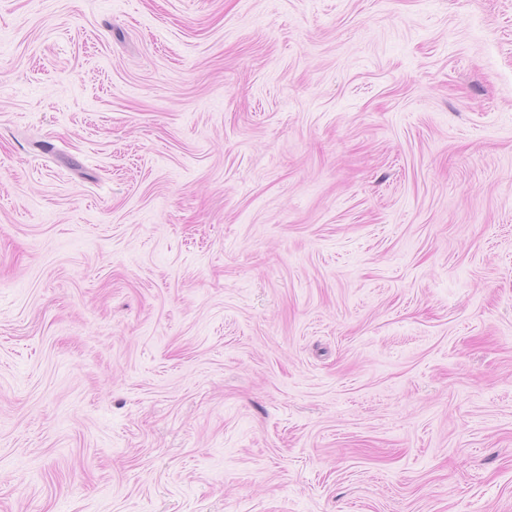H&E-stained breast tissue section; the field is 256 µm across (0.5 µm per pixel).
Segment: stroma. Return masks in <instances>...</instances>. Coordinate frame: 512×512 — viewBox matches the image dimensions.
<instances>
[{"instance_id": "stroma-1", "label": "stroma", "mask_w": 512, "mask_h": 512, "mask_svg": "<svg viewBox=\"0 0 512 512\" xmlns=\"http://www.w3.org/2000/svg\"><path fill=\"white\" fill-rule=\"evenodd\" d=\"M0 512H512V0H0Z\"/></svg>"}]
</instances>
